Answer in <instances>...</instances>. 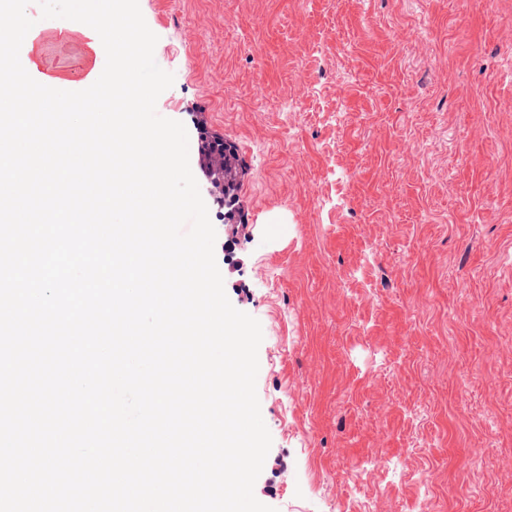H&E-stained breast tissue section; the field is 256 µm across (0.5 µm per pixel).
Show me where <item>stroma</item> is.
I'll return each instance as SVG.
<instances>
[{
	"label": "stroma",
	"mask_w": 512,
	"mask_h": 512,
	"mask_svg": "<svg viewBox=\"0 0 512 512\" xmlns=\"http://www.w3.org/2000/svg\"><path fill=\"white\" fill-rule=\"evenodd\" d=\"M159 115L234 142L276 512H512V0H139ZM467 377L468 395L455 382Z\"/></svg>",
	"instance_id": "stroma-1"
}]
</instances>
